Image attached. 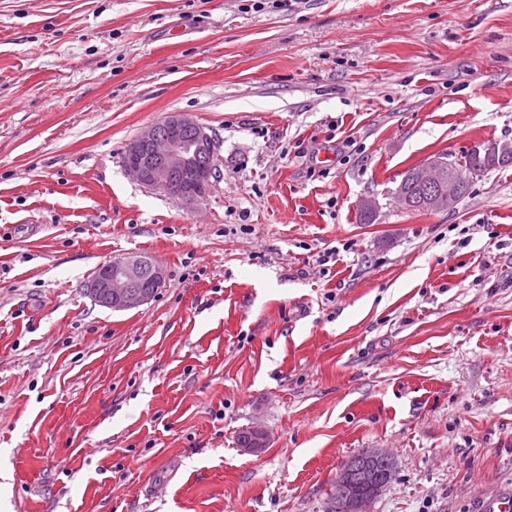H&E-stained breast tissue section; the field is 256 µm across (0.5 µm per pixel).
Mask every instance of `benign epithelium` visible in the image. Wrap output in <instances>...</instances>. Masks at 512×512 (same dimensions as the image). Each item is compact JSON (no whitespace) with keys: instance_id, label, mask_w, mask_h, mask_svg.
Instances as JSON below:
<instances>
[{"instance_id":"benign-epithelium-1","label":"benign epithelium","mask_w":512,"mask_h":512,"mask_svg":"<svg viewBox=\"0 0 512 512\" xmlns=\"http://www.w3.org/2000/svg\"><path fill=\"white\" fill-rule=\"evenodd\" d=\"M493 141H477L468 150L476 178L499 159ZM124 165L139 184L160 190L186 204L200 201L220 178L217 142L212 133L188 112H171L162 122L143 127L126 145ZM456 158L442 153L412 168L411 179L424 189L417 203L422 209L444 212L460 201L451 169ZM165 272L157 262L132 254L100 267L91 294L101 306L126 311L149 303L163 284ZM391 476L367 464H345L337 476L346 493L334 506L337 512H368L370 504L389 486Z\"/></svg>"}]
</instances>
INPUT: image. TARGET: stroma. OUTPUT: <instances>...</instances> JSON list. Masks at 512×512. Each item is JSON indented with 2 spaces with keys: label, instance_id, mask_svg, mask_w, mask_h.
Segmentation results:
<instances>
[{
  "label": "stroma",
  "instance_id": "stroma-1",
  "mask_svg": "<svg viewBox=\"0 0 512 512\" xmlns=\"http://www.w3.org/2000/svg\"><path fill=\"white\" fill-rule=\"evenodd\" d=\"M170 112L218 144L191 207L123 166ZM478 140L512 143V0H0V512H329L371 448L370 512H479L512 482V167L396 199ZM131 253L163 285L99 306ZM501 150L497 143L490 140L474 142L467 151L473 167L468 169L467 154H464L461 159H458L455 171L457 179L451 170L456 167V158L448 153L439 154L426 163L412 168L411 179L425 191L416 203L417 206L434 212L453 210L460 201L458 182L461 181L462 184L461 198L471 187L467 169L471 177L481 176L492 167L493 161L499 159ZM447 168L448 185L445 186L442 183V174ZM96 271L86 288L100 306L112 311L131 310L149 303L165 279L163 267L138 254L101 266L94 278Z\"/></svg>",
  "mask_w": 512,
  "mask_h": 512
}]
</instances>
